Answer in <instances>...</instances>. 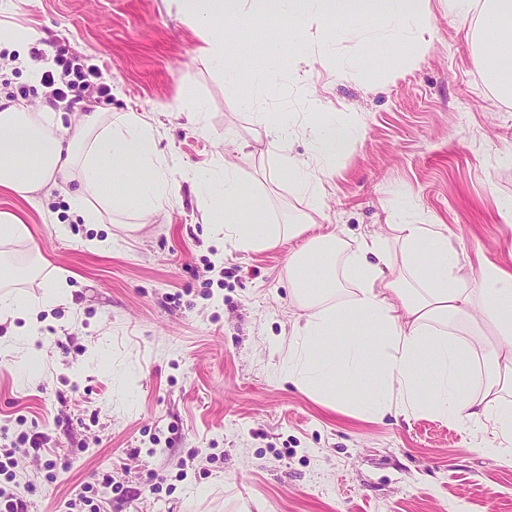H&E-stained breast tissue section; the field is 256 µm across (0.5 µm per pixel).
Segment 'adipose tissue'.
Listing matches in <instances>:
<instances>
[{"label": "adipose tissue", "instance_id": "1", "mask_svg": "<svg viewBox=\"0 0 512 512\" xmlns=\"http://www.w3.org/2000/svg\"><path fill=\"white\" fill-rule=\"evenodd\" d=\"M486 19L488 50L512 51V0H466L461 22ZM269 152L293 193L311 209L323 203L324 180L337 156L361 137L323 112L307 125L311 155H290L291 120L258 113ZM142 112L89 106L70 121L50 106L33 108L0 96V193L31 200L64 191L88 224L113 211L155 214L170 206L175 170ZM200 223L215 239L258 251L299 237L288 259L300 314L280 347L281 374L320 405L378 421L390 412L429 416L482 434L485 453L512 460V272L492 264L465 274L447 227L389 214L392 238L368 233L348 242L309 235L308 225L279 224L253 210L231 163L198 174ZM0 281V320L17 321L30 375L40 371L35 306L70 300L63 279L43 285L39 304Z\"/></svg>", "mask_w": 512, "mask_h": 512}]
</instances>
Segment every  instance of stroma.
<instances>
[{
	"label": "stroma",
	"mask_w": 512,
	"mask_h": 512,
	"mask_svg": "<svg viewBox=\"0 0 512 512\" xmlns=\"http://www.w3.org/2000/svg\"><path fill=\"white\" fill-rule=\"evenodd\" d=\"M431 41L381 46L366 67L314 64L324 112L362 131L324 182L321 210L290 191L267 151L260 112H285L286 147L308 156V102L292 67L273 93L243 87L199 58L201 39L173 0H12L9 25L42 34L28 53L94 71L109 112H151L158 148L178 171L160 214L113 212L85 224L60 193L38 204L0 194L40 249V279L65 276L71 301L39 312L45 359L27 378L19 352L0 351V448H16L18 492L31 512H67L92 486L104 512H512V463L476 437L429 417L371 422L321 406L280 375L278 345L299 310L286 271L302 239L264 251L217 244L198 222L195 176L225 137L242 145L239 177L254 208L297 216L346 240L386 230L409 204L415 224H443L463 269L512 270V99L487 79L486 32L461 28L429 0ZM202 111L203 128L186 119ZM111 238L104 250L93 238ZM37 446L19 444L20 432ZM68 458L67 469L46 460ZM111 474V486L99 484ZM202 488L199 496L188 487Z\"/></svg>",
	"instance_id": "35a3bbf8"
}]
</instances>
